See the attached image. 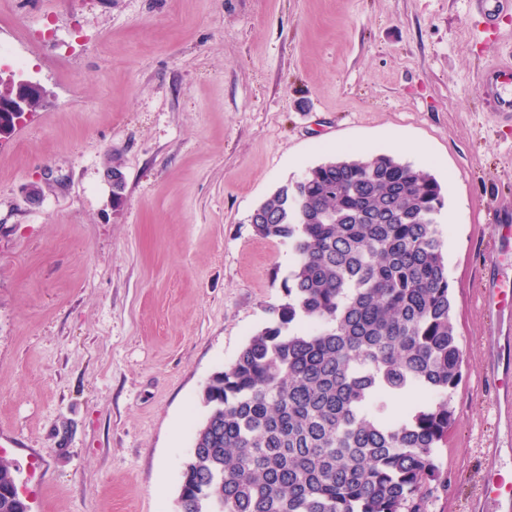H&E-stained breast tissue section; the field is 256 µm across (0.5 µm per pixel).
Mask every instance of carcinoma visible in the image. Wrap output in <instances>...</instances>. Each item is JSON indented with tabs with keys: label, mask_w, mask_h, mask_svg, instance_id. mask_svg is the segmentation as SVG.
Listing matches in <instances>:
<instances>
[{
	"label": "carcinoma",
	"mask_w": 512,
	"mask_h": 512,
	"mask_svg": "<svg viewBox=\"0 0 512 512\" xmlns=\"http://www.w3.org/2000/svg\"><path fill=\"white\" fill-rule=\"evenodd\" d=\"M440 183L337 155L255 209L290 244L285 302L203 400L182 512H430L462 378ZM0 459V512H26Z\"/></svg>",
	"instance_id": "carcinoma-1"
}]
</instances>
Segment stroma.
I'll list each match as a JSON object with an SVG mask.
<instances>
[{
  "instance_id": "obj_1",
  "label": "stroma",
  "mask_w": 512,
  "mask_h": 512,
  "mask_svg": "<svg viewBox=\"0 0 512 512\" xmlns=\"http://www.w3.org/2000/svg\"><path fill=\"white\" fill-rule=\"evenodd\" d=\"M47 102L0 139V457L30 512H179L203 391L272 319L295 256L254 209L339 154L433 174L462 346L431 512H471L512 289V118L478 92L512 14L474 0H0ZM125 191L114 203L107 173ZM42 193L29 204L30 185Z\"/></svg>"
}]
</instances>
